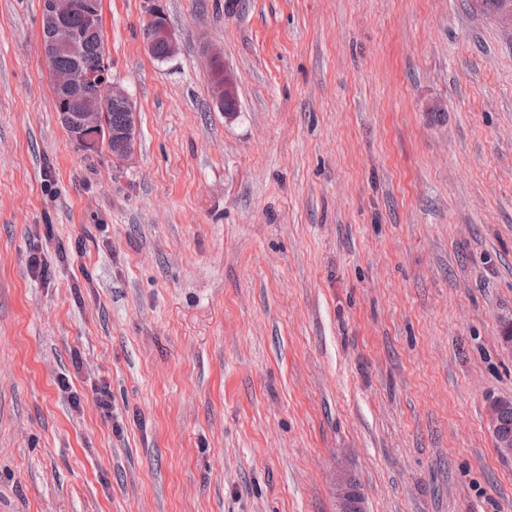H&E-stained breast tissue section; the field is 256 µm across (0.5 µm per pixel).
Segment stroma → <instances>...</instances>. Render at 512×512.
<instances>
[{
    "mask_svg": "<svg viewBox=\"0 0 512 512\" xmlns=\"http://www.w3.org/2000/svg\"><path fill=\"white\" fill-rule=\"evenodd\" d=\"M149 5L103 0L119 161L58 119L39 0H0V512H335L340 468L366 512H512V28L161 0L158 61ZM153 6L148 10L144 26H143V37L144 44L147 47L148 52L152 55V49L157 44H162L155 49L153 57L156 60H165L173 57L179 48L178 39L170 28L166 15L161 6L156 3L158 0L153 1ZM214 80L212 84V94L218 107L224 112H232L230 109L231 101L235 97L233 83L228 72L224 69V77ZM507 406H512L511 399H491L487 406V424L499 455L503 459L512 460V431L506 433L501 423L502 413Z\"/></svg>",
    "mask_w": 512,
    "mask_h": 512,
    "instance_id": "1",
    "label": "stroma"
}]
</instances>
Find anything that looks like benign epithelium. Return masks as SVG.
<instances>
[{"instance_id": "1", "label": "benign epithelium", "mask_w": 512, "mask_h": 512, "mask_svg": "<svg viewBox=\"0 0 512 512\" xmlns=\"http://www.w3.org/2000/svg\"><path fill=\"white\" fill-rule=\"evenodd\" d=\"M103 0H41V49L50 73L53 95L63 101L74 100L91 90L99 98V106L80 112H72L62 105L58 107L59 121L66 128L71 141L81 150L90 151L97 147L99 133L105 127V112L113 100L128 102V116L125 123L112 130V156L128 160L136 149V117L128 92L112 81V64L108 58L95 67L79 63L83 56L84 36L90 30L101 26ZM83 20L80 29L71 27L75 17ZM144 44L152 50L157 44L165 48V57H173L179 48L178 39L170 28L166 15L158 3L148 10L143 26ZM66 50L77 64L57 67L54 59ZM212 94L218 107L230 111L235 97L229 74L212 84ZM512 406L510 399H492L487 406V424L493 436L499 455L512 460V432L502 429L501 416L506 407ZM363 498L360 485L347 471L336 476V512H345V506L352 497Z\"/></svg>"}]
</instances>
